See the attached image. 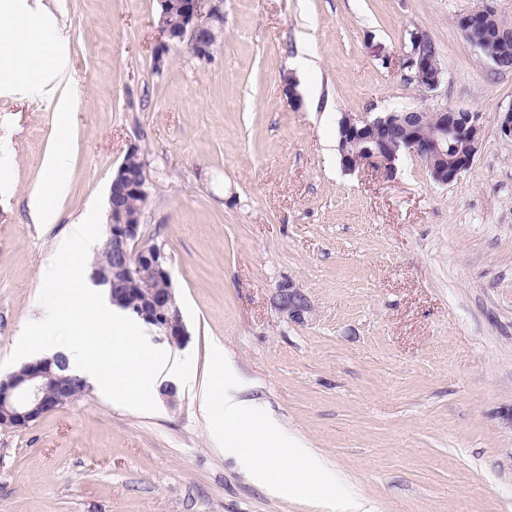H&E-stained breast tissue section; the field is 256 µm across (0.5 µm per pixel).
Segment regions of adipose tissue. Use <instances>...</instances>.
<instances>
[{"instance_id":"obj_1","label":"adipose tissue","mask_w":512,"mask_h":512,"mask_svg":"<svg viewBox=\"0 0 512 512\" xmlns=\"http://www.w3.org/2000/svg\"><path fill=\"white\" fill-rule=\"evenodd\" d=\"M53 27L49 16L31 12L25 0H0V44L8 47L7 58L14 62L18 73L37 88L48 90L57 114L56 141L44 160V186L28 204L38 224L55 222V205L65 189L63 174L71 158L73 101L66 90L51 84L54 72L65 62L51 57L42 38L43 32Z\"/></svg>"}]
</instances>
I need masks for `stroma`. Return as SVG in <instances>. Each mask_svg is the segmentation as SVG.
Returning a JSON list of instances; mask_svg holds the SVG:
<instances>
[{
  "mask_svg": "<svg viewBox=\"0 0 512 512\" xmlns=\"http://www.w3.org/2000/svg\"><path fill=\"white\" fill-rule=\"evenodd\" d=\"M43 2L76 104L68 191L55 224L32 222L57 115L35 92L0 96V360L135 146L152 184L142 236L169 257L190 333L166 351L193 368L173 408L92 388L0 429V512H327L212 443L198 403L217 341L244 394L378 512H512V71L455 24L478 0H224L211 58L180 46L160 66L157 0ZM415 30L439 48L432 91L401 68ZM405 104L481 113L454 181L409 154L391 179L344 170L340 120ZM287 285L303 320L275 301ZM276 299L280 309L288 312L291 318L295 320L304 318V313L308 310V302L299 290L291 285L287 288H278Z\"/></svg>",
  "mask_w": 512,
  "mask_h": 512,
  "instance_id": "35a3bbf8",
  "label": "stroma"
}]
</instances>
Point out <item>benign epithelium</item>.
<instances>
[{
	"label": "benign epithelium",
	"instance_id": "7a95c632",
	"mask_svg": "<svg viewBox=\"0 0 512 512\" xmlns=\"http://www.w3.org/2000/svg\"><path fill=\"white\" fill-rule=\"evenodd\" d=\"M497 0H479V6L456 19L469 45L483 48L497 44L501 36L489 20L499 14ZM224 0H158V25L164 36L154 52L161 65L173 48L185 45L199 60L211 57L224 24ZM410 50L402 69L435 90L443 79L423 32H410ZM420 106L405 105L388 112H367L345 116L339 124V151L343 167L352 172L371 167L382 175H396V161L406 152L418 157L431 177L442 184L456 179L471 165L474 156L461 154L448 163V142L463 137L478 148L482 116L478 112L443 107L432 113L430 133L421 136L423 114ZM137 147H131L112 177L108 193L107 238L104 248L112 255V266L104 273L92 270L91 279L106 290L112 303L135 313L162 338L185 345L189 332L172 286L167 254L154 244L140 241V215L127 207L133 195L147 206L150 181L147 165L133 162ZM280 309L295 319L304 318L308 302L304 294L289 286L276 294ZM64 361L58 356L42 357L22 364L0 378V428L28 426L74 398L73 378L62 373Z\"/></svg>",
	"mask_w": 512,
	"mask_h": 512
}]
</instances>
